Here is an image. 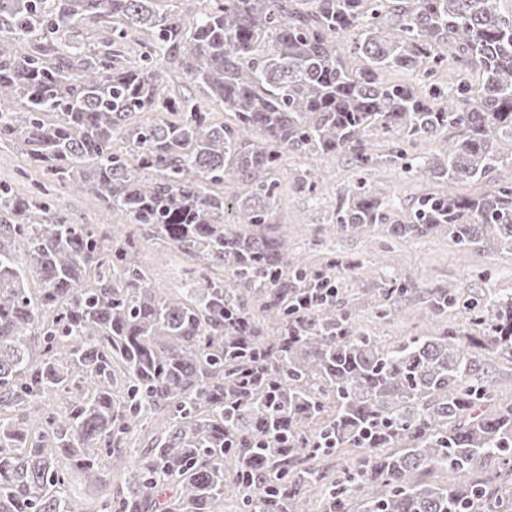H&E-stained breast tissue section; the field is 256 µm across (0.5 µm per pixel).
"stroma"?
<instances>
[{"label":"stroma","instance_id":"1","mask_svg":"<svg viewBox=\"0 0 512 512\" xmlns=\"http://www.w3.org/2000/svg\"><path fill=\"white\" fill-rule=\"evenodd\" d=\"M368 142L381 161L368 176L367 184L385 203L405 212L418 195L438 188V181L386 162L385 156L392 148L388 138L374 134ZM307 169L320 178L319 189L313 195L299 191L296 185L298 175ZM38 177V170L30 166L21 151L0 147V181L27 193ZM275 178L277 203L263 233L283 238L290 251L313 267L324 266L329 257L339 258L341 265L334 273V283L349 304L354 325L380 336L383 345L407 336L430 334L433 319L426 312V297L434 288L456 286L462 296L482 305L512 296L511 252L493 247L462 252L444 234L395 238L383 224L373 226L362 238L332 233L326 219L335 207L336 196L357 178L350 157L291 153ZM58 210L68 223L94 224L107 234L124 221L120 215H105L99 201L86 191L60 189ZM139 244L153 288L165 293L177 291L188 265L186 257L150 237L140 239ZM399 278L412 281L413 290L398 300L387 318H378L381 284ZM470 357L478 373L494 379L497 402L511 403L512 356L475 345ZM99 466L103 484L88 483L73 470L61 486V496L72 502L76 512H99L108 494L126 489V477L113 471L110 457H101Z\"/></svg>","mask_w":512,"mask_h":512}]
</instances>
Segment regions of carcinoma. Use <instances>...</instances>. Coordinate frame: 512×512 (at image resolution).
Instances as JSON below:
<instances>
[{
	"label": "carcinoma",
	"mask_w": 512,
	"mask_h": 512,
	"mask_svg": "<svg viewBox=\"0 0 512 512\" xmlns=\"http://www.w3.org/2000/svg\"><path fill=\"white\" fill-rule=\"evenodd\" d=\"M159 2L0 0V146L43 178L27 195L0 182V412L30 408L38 420L34 435L25 417L0 420V512H73L58 459L97 483L102 453L130 483L112 512H155L172 484L165 512H215L228 493L254 512H306L308 485L321 512H500L493 480L472 475L491 458L512 467V403L482 412L495 384L474 377L460 331L385 347L335 296L301 308L336 262L314 269L253 227L269 223L286 154L343 153L360 177L338 194L332 230L361 237L386 224L397 238L444 233L463 251L512 252V155L497 147L512 136V13L501 0H186L204 5L187 26ZM90 21L110 36L70 39ZM142 31L150 42L134 40ZM450 63L479 78L440 81ZM169 64L232 120L165 95ZM395 70L420 73V89L383 78ZM443 130L453 144L402 169L447 189L386 209L367 187L378 162L368 137H390L402 161ZM228 174L250 229L224 223ZM484 179L495 190L455 192ZM53 186L86 188L135 228L107 237L65 223ZM140 234L194 261L179 292L151 287ZM413 287L387 284L378 316ZM246 291L261 315L246 310ZM454 307L473 342L512 355V297L480 307L453 285L430 293V315ZM49 392L68 422L40 407ZM148 415L162 427L131 462L123 437ZM344 447L361 456L330 480L317 463ZM248 457L267 464L278 494L261 499L243 480ZM427 471L456 483L415 479Z\"/></svg>",
	"instance_id": "1"
}]
</instances>
